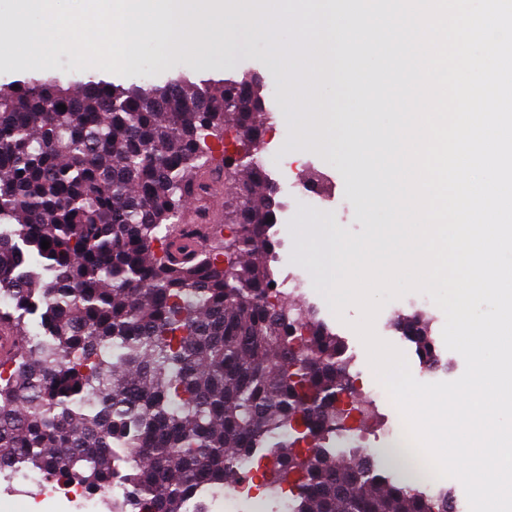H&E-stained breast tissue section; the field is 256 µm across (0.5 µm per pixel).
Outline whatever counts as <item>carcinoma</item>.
<instances>
[{"label": "carcinoma", "mask_w": 512, "mask_h": 512, "mask_svg": "<svg viewBox=\"0 0 512 512\" xmlns=\"http://www.w3.org/2000/svg\"><path fill=\"white\" fill-rule=\"evenodd\" d=\"M250 84H0V323L19 344L0 380V467L120 484L112 512H183L249 461L270 494L292 487V512H448L449 494L425 498L328 447L349 432L337 399L352 392L350 360L310 313L294 321L272 301L262 255L276 214L252 156L233 159L247 178L241 205L224 204L231 234L185 243L187 189L206 194L202 174L226 170L212 140L229 123L241 144L264 134L260 94L243 104ZM243 208L261 223H239ZM400 326L432 361L425 325Z\"/></svg>", "instance_id": "1"}]
</instances>
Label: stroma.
I'll list each match as a JSON object with an SVG mask.
<instances>
[{
  "label": "stroma",
  "instance_id": "1",
  "mask_svg": "<svg viewBox=\"0 0 512 512\" xmlns=\"http://www.w3.org/2000/svg\"><path fill=\"white\" fill-rule=\"evenodd\" d=\"M14 0H0V81L9 82L27 76L25 63L14 57L5 38L15 17ZM367 40L361 45L367 67L359 74H346L325 81L319 86L314 107L297 106L296 116H288L284 93L286 73L271 56L265 42L255 34L233 27L226 28L217 45L205 60H198L195 48L189 43L163 44L148 37L138 47V58L128 66L125 75H113V82L126 85L155 82L162 73L195 70L204 74H222L228 77L244 70L260 76L264 85V100L271 119L260 142L259 159L264 165L274 188L273 200L277 222L268 231L272 247L266 259L275 280H283L286 271L275 261L276 254L293 255L310 280L311 288L303 302L314 312V319L325 326L344 343L347 356L355 369L369 373L370 363L365 346L351 324L360 317L357 307H348L343 317L330 310L328 291L331 287L328 272L316 269L312 258L300 255L302 225L319 227L334 225L337 232L361 235L366 227L387 226L391 218L387 200L367 194L354 193V181L370 182L377 175L373 167L356 173L349 163L354 153L372 148L365 138L350 139L336 127L332 115L357 106L351 93L352 85L366 79L367 90L382 92L381 82L369 81V70L376 66L390 67L395 54L386 44L381 25L366 26ZM417 293L411 292L385 305L378 313L374 328L376 334L394 345L406 356L412 375H420L423 366L413 342L404 338L400 320L423 315L430 325L439 369L434 381H453L465 370L463 357L448 350L443 342L445 316L434 303L419 304Z\"/></svg>",
  "mask_w": 512,
  "mask_h": 512
}]
</instances>
